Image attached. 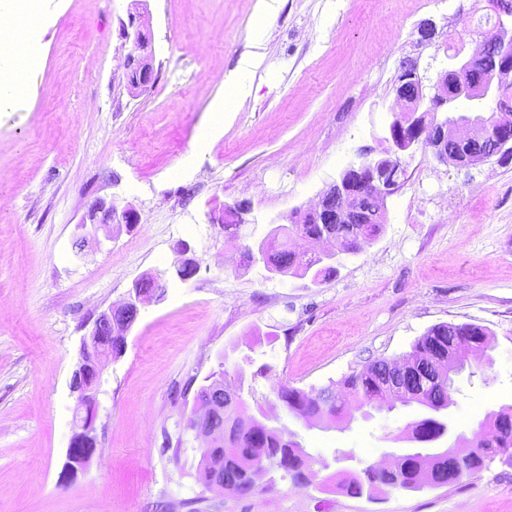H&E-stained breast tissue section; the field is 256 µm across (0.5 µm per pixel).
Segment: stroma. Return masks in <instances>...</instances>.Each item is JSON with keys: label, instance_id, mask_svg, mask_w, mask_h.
I'll use <instances>...</instances> for the list:
<instances>
[{"label": "stroma", "instance_id": "stroma-1", "mask_svg": "<svg viewBox=\"0 0 512 512\" xmlns=\"http://www.w3.org/2000/svg\"><path fill=\"white\" fill-rule=\"evenodd\" d=\"M262 3L9 4L18 38L41 52L21 63L17 95L0 106V512H512V466L498 459L451 486L389 488L373 500L328 479L336 450L364 465L439 451L512 405V160L466 171L427 151L404 159L380 236L322 282L271 279L241 257L292 210L315 206L358 154L383 149L403 59L435 82L445 50L471 56L494 10L489 0H273L262 63L239 72L249 96L196 151L224 94L212 74L238 71ZM136 11L156 75L138 92L122 35ZM426 19L436 25L428 42L418 33ZM100 197L132 204L141 221L102 249L77 250ZM241 201L247 223L228 249L209 211ZM183 241L198 275L168 281L162 299L141 306L123 354L101 370L100 452L66 473L83 337L134 280L170 268ZM448 323L486 328L491 347L455 376L442 413L449 432L436 441L412 440L411 423L427 415L416 404L308 423L277 398L283 385L338 386ZM222 369L241 381L248 415L329 460L324 486L279 479L238 497L199 481L203 441L189 420L199 387Z\"/></svg>", "mask_w": 512, "mask_h": 512}]
</instances>
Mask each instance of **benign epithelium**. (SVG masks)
<instances>
[{
	"mask_svg": "<svg viewBox=\"0 0 512 512\" xmlns=\"http://www.w3.org/2000/svg\"><path fill=\"white\" fill-rule=\"evenodd\" d=\"M497 16V29L491 37L482 40L481 49L469 58L455 53L447 56L444 68L435 84L433 93L425 92L418 64L413 60L402 62L397 77V100L404 103L403 110L394 114L387 127L385 141L392 145L393 154L383 157L362 158L351 163L323 191L319 202L304 211L293 210L289 221L293 224H362L364 218L357 208L349 206L353 199L366 195L373 198L379 211H385L386 199L396 193L402 185L404 169L399 168L390 174L392 159L400 153H410L415 149H430L440 162L453 163L460 169H467L493 158L501 162L512 158V97L503 93L501 77L512 73V52L501 48V44L512 41V3L509 0H492ZM146 24L138 14H130L128 25L124 26V36L132 40L134 49L124 61L128 83L133 90L146 88L153 80L154 65L150 34ZM498 49V71L496 75L481 73L476 67L477 60L485 52ZM468 99L479 104L478 112L472 115H455L456 103ZM456 146L454 154H448V142ZM137 210L130 206H119L112 200L98 198L90 206L81 223L85 230L82 244L101 246L98 238L100 230H121L139 223ZM355 241L345 250H329L319 253L320 265L336 267L343 255L352 254L358 249ZM191 246L183 241L178 249L179 258L168 274L181 281L191 280L199 271L197 260L189 253ZM245 257L250 265H259L269 276L279 275L266 253L245 249ZM166 288L165 275H146L136 279L122 303L101 312L94 320L92 330L81 344V362L73 373V378L81 385L73 413V434L67 450L66 470L74 471L87 464L94 455L98 441L96 436V402L94 391L98 387L102 362L116 359L122 351H114L108 346L99 348L104 336L118 333L127 335L134 324L140 306L152 297L160 298ZM219 376L208 378L196 394L195 410L192 418L194 429L209 448L220 447L224 440V389L218 383Z\"/></svg>",
	"mask_w": 512,
	"mask_h": 512,
	"instance_id": "obj_1",
	"label": "benign epithelium"
}]
</instances>
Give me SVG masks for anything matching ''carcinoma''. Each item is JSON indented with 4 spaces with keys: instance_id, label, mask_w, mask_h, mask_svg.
<instances>
[{
    "instance_id": "obj_1",
    "label": "carcinoma",
    "mask_w": 512,
    "mask_h": 512,
    "mask_svg": "<svg viewBox=\"0 0 512 512\" xmlns=\"http://www.w3.org/2000/svg\"><path fill=\"white\" fill-rule=\"evenodd\" d=\"M386 215L371 212L367 224H290L279 228V233L267 241L268 259L281 272L305 273L317 263V259L303 243L330 233L352 241L361 236L379 234ZM469 336L466 329L456 332L445 324L430 328L418 338L412 351L397 360L399 364L425 366L439 358L442 375L432 374L423 387L409 389L400 395L384 378L385 361L374 360L346 376L342 386L347 395L368 402L377 409H392L399 402L405 406L418 404L441 408L448 407V383L452 375L461 372L462 366L448 361V350L467 348ZM277 397L287 411L304 419L327 415L330 417L352 416L351 408L343 399L336 398L330 389L306 392L294 387L282 386ZM512 406H504L489 414L492 430H481L472 436L458 435V441L471 448L475 456L467 465L464 475L482 470L486 462L500 456L512 460ZM442 424L432 417L421 419L412 426V439L433 441L440 437ZM224 447L201 452L198 474L209 481L218 471L224 472V490L247 496L254 492L251 484L252 471L262 465L281 474L295 485H310L316 477L313 465L329 467L323 459H315L299 442L281 430L265 422L245 416V404L240 394L224 410ZM456 458L448 451L406 453L395 459L393 467L367 465L356 469L341 470L336 474V487L350 497L363 495L371 498L385 489H420L424 486L451 485L459 482Z\"/></svg>"
}]
</instances>
